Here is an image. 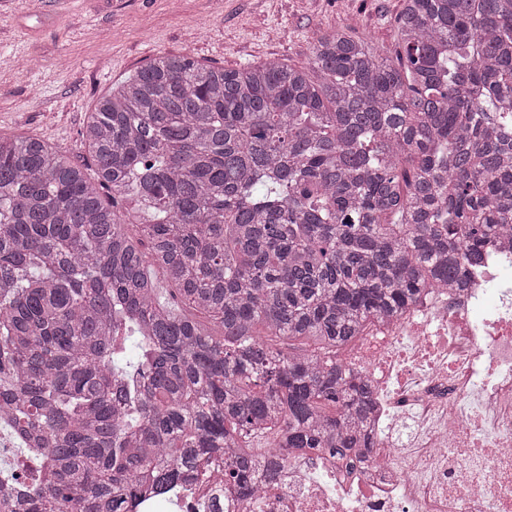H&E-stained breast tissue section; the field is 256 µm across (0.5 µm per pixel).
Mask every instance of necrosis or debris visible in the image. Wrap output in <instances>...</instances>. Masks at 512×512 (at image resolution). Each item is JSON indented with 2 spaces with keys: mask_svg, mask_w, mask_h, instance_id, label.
Here are the masks:
<instances>
[{
  "mask_svg": "<svg viewBox=\"0 0 512 512\" xmlns=\"http://www.w3.org/2000/svg\"><path fill=\"white\" fill-rule=\"evenodd\" d=\"M342 359L374 387L369 458L290 452L249 495L215 457L132 512H512V240L489 239L459 287L370 323Z\"/></svg>",
  "mask_w": 512,
  "mask_h": 512,
  "instance_id": "1",
  "label": "necrosis or debris"
}]
</instances>
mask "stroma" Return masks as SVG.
<instances>
[{"label": "stroma", "instance_id": "1", "mask_svg": "<svg viewBox=\"0 0 512 512\" xmlns=\"http://www.w3.org/2000/svg\"><path fill=\"white\" fill-rule=\"evenodd\" d=\"M402 0H0V136L34 137L89 161L96 101L160 54L242 68L307 65L331 26L391 44Z\"/></svg>", "mask_w": 512, "mask_h": 512}]
</instances>
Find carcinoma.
I'll list each match as a JSON object with an SVG mask.
<instances>
[{
  "label": "carcinoma",
  "mask_w": 512,
  "mask_h": 512,
  "mask_svg": "<svg viewBox=\"0 0 512 512\" xmlns=\"http://www.w3.org/2000/svg\"><path fill=\"white\" fill-rule=\"evenodd\" d=\"M83 139L92 177L0 137V423L38 460L0 512H123L217 456L249 489L256 438L362 457L340 351L512 237V0H404L394 48L336 27L307 69L162 54Z\"/></svg>",
  "instance_id": "carcinoma-1"
}]
</instances>
